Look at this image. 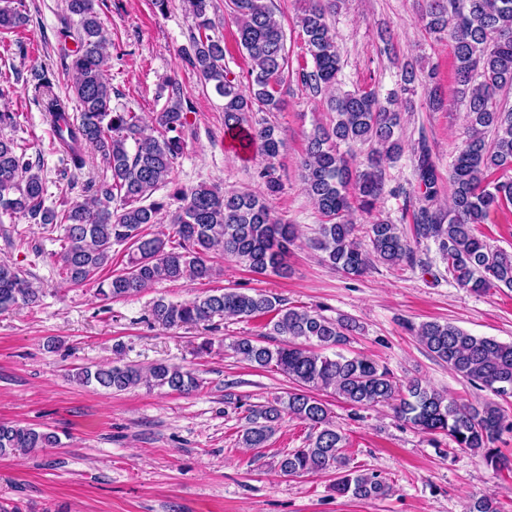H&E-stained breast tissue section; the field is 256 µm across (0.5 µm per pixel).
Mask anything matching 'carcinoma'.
<instances>
[{
	"mask_svg": "<svg viewBox=\"0 0 512 512\" xmlns=\"http://www.w3.org/2000/svg\"><path fill=\"white\" fill-rule=\"evenodd\" d=\"M195 19L188 64L224 97V133L239 138L242 149L255 151L264 166L260 177L267 188L280 187L275 161L283 141L278 127L252 120L254 112H272L281 106L288 78L285 32L271 0H231L237 43L251 67L246 81L224 68V44L209 31L215 21L212 0H185ZM336 0H305L298 23L312 59L311 70L299 78L318 93L337 84L341 57L328 15ZM29 17L14 9H0V31L27 25ZM421 22L432 33L453 42L456 97L466 103V138L449 164L451 206L442 214L432 209L437 196V170L426 142H419L416 171L425 205L413 213L415 239H433L448 258V273L473 292L507 288L512 291V252L494 249L476 234L494 210L512 207V107L502 93L512 89V0H427ZM59 34L73 40L76 49H64L63 70L71 74V94L60 97L54 75L34 70L32 100L41 107L53 134L66 154L61 177L77 200L58 211L45 205L46 180L41 164L15 141L0 137V218L20 215L48 231L63 230L60 251L54 254L60 274L80 286L112 264V247L128 249L126 267L100 283L105 300L129 297L159 282L209 280L216 270L211 253L222 251L257 275L278 274L296 239L295 225L275 219L265 203L250 192H226L218 185L177 187L173 196L183 206L171 218V234L152 233L160 223L162 201L154 192L173 182V164L185 143L186 113L182 88L168 81V102L153 115L156 135L140 133V117L112 107L108 44L103 36L96 0H65ZM419 80L412 65L402 68L401 91L412 95ZM394 98L381 99L372 88L338 90L329 99L333 115L327 126L310 134L300 160L305 189L317 205L323 224L312 246L322 260L351 277H360L377 260L398 265L414 253L396 224L377 220L366 228L368 244L357 242L353 214L370 213L381 196L383 163L403 151L396 130L400 113ZM135 148L129 150L128 141ZM371 145L364 168L352 166L348 148ZM110 178L78 182L90 163L88 150ZM40 302L38 289L27 274L0 263V312ZM152 319L166 327L205 324L215 317L266 319L265 335L279 337L269 347L250 337L235 339L230 348L243 362L274 368L293 384L283 396L251 409L240 441L263 448L288 415L309 425V445L295 448L279 460L289 476L333 472L339 495L379 498L390 486L379 476L349 467L346 438L330 420L325 392L353 408L392 406L397 417L427 434H445L457 450L480 451L497 470L507 464L493 447L497 438L512 432V419L500 405L485 400L460 403L418 379L400 387L390 370L361 355L347 356V345L357 329L349 318L288 306L285 300L263 292L237 289L205 294L173 303L157 300ZM417 337L434 357L475 388H487L500 397H512V342L476 336L449 322H426ZM333 353L326 354L327 350ZM85 385L122 392L142 384L190 393L201 379L179 366L156 363L144 371L131 365L86 368L77 373ZM59 444L53 432L18 423H0V457L28 454ZM465 512H500L497 502L482 496L468 502Z\"/></svg>",
	"mask_w": 512,
	"mask_h": 512,
	"instance_id": "cac0c4a2",
	"label": "carcinoma"
}]
</instances>
